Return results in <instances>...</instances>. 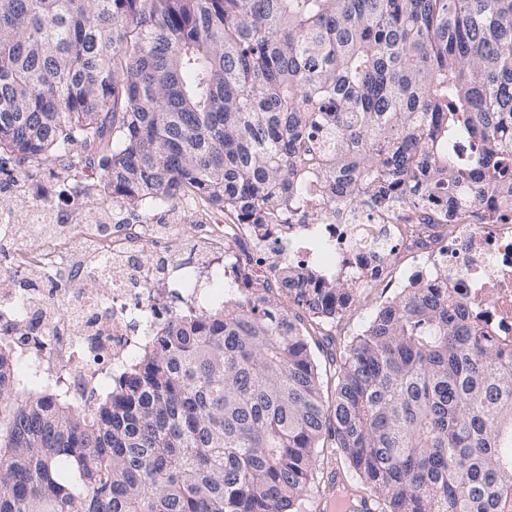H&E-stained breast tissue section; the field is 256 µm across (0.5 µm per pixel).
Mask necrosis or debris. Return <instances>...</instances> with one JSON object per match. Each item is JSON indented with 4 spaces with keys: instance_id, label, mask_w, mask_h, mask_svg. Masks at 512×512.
<instances>
[{
    "instance_id": "1",
    "label": "necrosis or debris",
    "mask_w": 512,
    "mask_h": 512,
    "mask_svg": "<svg viewBox=\"0 0 512 512\" xmlns=\"http://www.w3.org/2000/svg\"><path fill=\"white\" fill-rule=\"evenodd\" d=\"M472 206L444 221L438 202L390 208L365 203L335 205L310 187L299 205L276 213L270 236L249 254L239 244L245 224H206L209 249L201 261H183L184 287H171L166 269L134 262L143 245L155 241L152 225L127 227L112 235L99 224L57 227L48 234L43 212L30 211L24 230L30 247L12 253L0 267V325L16 319L34 331L21 337L24 351L53 375L68 378L77 402H84L108 369L125 365L148 335L175 310L223 304L225 279L244 298L273 283L282 259L323 265L342 277L374 287L379 275L398 288L428 286L434 268L447 266L448 292L467 301L474 330L512 346V203L474 184ZM83 240V252L72 248ZM411 264L394 277L391 260ZM233 263L227 278L213 276L222 257ZM68 280L67 295L36 288L32 278ZM94 277L110 285L107 295L87 294L82 282Z\"/></svg>"
}]
</instances>
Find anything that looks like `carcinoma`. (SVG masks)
Wrapping results in <instances>:
<instances>
[{
  "mask_svg": "<svg viewBox=\"0 0 512 512\" xmlns=\"http://www.w3.org/2000/svg\"><path fill=\"white\" fill-rule=\"evenodd\" d=\"M324 130L314 140L313 133ZM66 157L132 213L200 199L261 238L334 202L512 194V0H0V161ZM177 312L79 405L0 338V512H512V351L448 267L339 344L361 285L318 267Z\"/></svg>",
  "mask_w": 512,
  "mask_h": 512,
  "instance_id": "obj_1",
  "label": "carcinoma"
}]
</instances>
